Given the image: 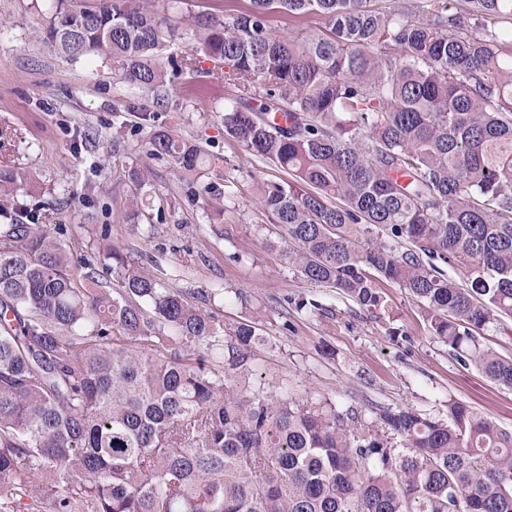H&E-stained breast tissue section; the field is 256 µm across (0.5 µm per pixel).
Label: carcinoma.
I'll return each instance as SVG.
<instances>
[{
    "label": "carcinoma",
    "mask_w": 512,
    "mask_h": 512,
    "mask_svg": "<svg viewBox=\"0 0 512 512\" xmlns=\"http://www.w3.org/2000/svg\"><path fill=\"white\" fill-rule=\"evenodd\" d=\"M451 2L250 0L183 26L140 0H54L40 38L119 61L159 106L224 102V135L285 174L258 199L289 266L370 312L378 282L398 284L464 366L512 387V358L479 340L512 319V0ZM276 11L324 30L278 33ZM187 36L193 52L163 66ZM146 149L183 175L208 161L167 130ZM29 178L0 166V217ZM99 255L80 271L36 221L0 225V512H26L46 472L44 512H512V432L468 404L386 410L374 430L239 390L253 323L228 333L218 373L223 325L112 244ZM101 269L121 298L77 287Z\"/></svg>",
    "instance_id": "carcinoma-1"
}]
</instances>
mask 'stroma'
Segmentation results:
<instances>
[{
  "label": "stroma",
  "mask_w": 512,
  "mask_h": 512,
  "mask_svg": "<svg viewBox=\"0 0 512 512\" xmlns=\"http://www.w3.org/2000/svg\"><path fill=\"white\" fill-rule=\"evenodd\" d=\"M44 2L0 0V165L32 176L10 202L18 221L37 215L75 263L95 260L110 238L165 287L212 312L225 334L255 322L260 341L240 385L282 388L293 399L357 410L369 422L399 409L444 419L449 401H461L512 432V388L462 366L430 336L405 289L382 283L387 309L372 313L285 263V243L253 191L281 174L225 137L213 103L175 112L123 81L119 64L70 61L35 36ZM152 4L173 18L205 11L224 19L249 0ZM143 109L151 120L140 119ZM157 129L200 143L210 159L203 176L147 157ZM134 170L150 196L135 223L128 219ZM311 299L318 309L307 308Z\"/></svg>",
  "instance_id": "1"
}]
</instances>
